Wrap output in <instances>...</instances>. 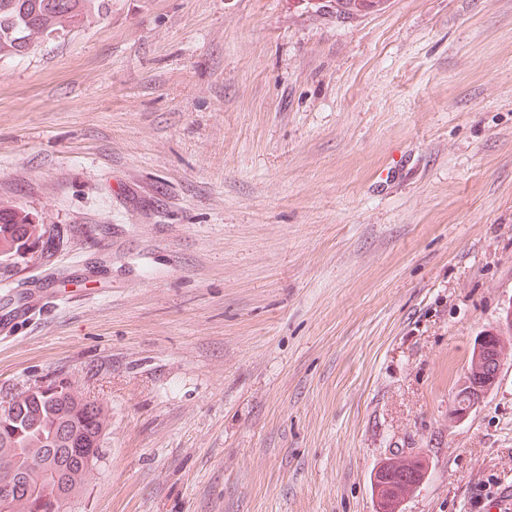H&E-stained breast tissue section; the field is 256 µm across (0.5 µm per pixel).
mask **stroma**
<instances>
[{
    "mask_svg": "<svg viewBox=\"0 0 512 512\" xmlns=\"http://www.w3.org/2000/svg\"><path fill=\"white\" fill-rule=\"evenodd\" d=\"M54 245L0 276V389L108 426L67 512H512V0H108L0 59V200ZM369 1V3H365ZM336 3V14L339 15H354L362 13L364 10L361 8L368 9V12L380 10L381 7L387 2V0H335L331 1ZM500 329L499 334L488 333L475 343L460 389L472 383L473 387L482 386L489 391L497 384L504 359L503 352H507L506 348L501 349L503 343L498 338H503L506 344L507 335L512 334V307L507 310ZM412 458L416 462L415 463L416 470L413 473L412 480L407 481L405 483V485H399L401 483V480L391 477V480L387 481L386 484H388L390 486V488L394 489V490L388 489V487L386 485L380 483L381 481H384V478H382V476L385 474L386 467L390 463H392V461H386V462L382 463L375 470L373 479H372V484H373V489H374L376 497L382 496V498L385 500L386 499L394 500V497L392 496V494H395V496H397V494L400 493V495L405 496L406 492L411 493L415 488H418L420 486V484L423 482V480L426 477L425 471H426L427 461L424 457H421V456H413ZM397 485L401 492L396 491V490H398Z\"/></svg>",
    "mask_w": 512,
    "mask_h": 512,
    "instance_id": "stroma-1",
    "label": "stroma"
}]
</instances>
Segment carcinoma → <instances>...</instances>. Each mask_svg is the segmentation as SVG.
<instances>
[{
  "instance_id": "obj_1",
  "label": "carcinoma",
  "mask_w": 512,
  "mask_h": 512,
  "mask_svg": "<svg viewBox=\"0 0 512 512\" xmlns=\"http://www.w3.org/2000/svg\"><path fill=\"white\" fill-rule=\"evenodd\" d=\"M387 0H335L336 13L354 15L381 9ZM107 9V0H0V58L19 54L18 48L58 37L78 27L90 15ZM41 238L47 225L38 215L10 201H0V270L25 260L26 232ZM14 417L0 419V474L19 473L24 483H37L44 473L67 475L68 496L84 490L92 471L79 466L65 450L43 455L45 448H61L59 430H73L68 447L100 454L101 431L106 429L104 406L87 399L73 383L58 391L29 393L17 389Z\"/></svg>"
}]
</instances>
